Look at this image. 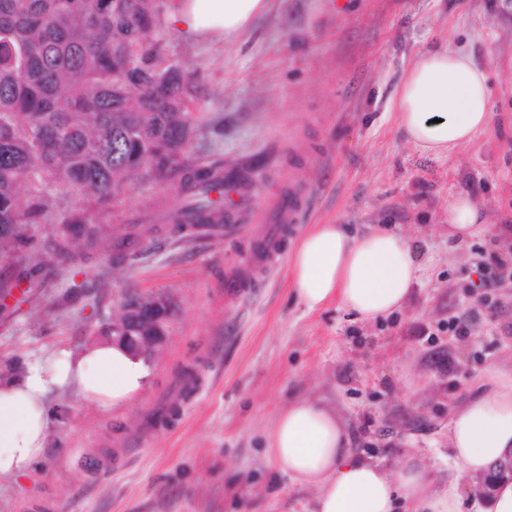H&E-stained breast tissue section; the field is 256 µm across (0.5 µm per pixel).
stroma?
<instances>
[{"label": "stroma", "instance_id": "35a3bbf8", "mask_svg": "<svg viewBox=\"0 0 512 512\" xmlns=\"http://www.w3.org/2000/svg\"><path fill=\"white\" fill-rule=\"evenodd\" d=\"M164 52L196 73L194 148L249 181L241 233L146 244L136 265L107 256L35 284L0 304V362L45 357L90 341L124 296L172 304L165 346L129 403L101 408L72 389L52 394L48 448L21 480L0 481V512H312L315 487L288 479L266 453L276 415L293 399L334 409L352 448L389 466L416 455L436 483L472 476L448 459V411L469 380L512 363V284L487 292L472 252L512 249V237L448 236L449 196H472L492 224L512 225V0H269L235 42H187L163 25ZM448 40L484 64L494 84L490 126L446 159L420 155L397 126L403 72ZM303 220L291 256L317 224L353 235L384 224L407 235L422 274L409 305L364 321L331 302L307 310L286 266L240 300L224 274L248 253L253 230L289 189ZM156 189L128 187L123 230ZM465 321L469 336L448 330ZM198 377L174 400L182 371Z\"/></svg>", "mask_w": 512, "mask_h": 512}]
</instances>
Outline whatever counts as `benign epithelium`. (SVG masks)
<instances>
[{
  "mask_svg": "<svg viewBox=\"0 0 512 512\" xmlns=\"http://www.w3.org/2000/svg\"><path fill=\"white\" fill-rule=\"evenodd\" d=\"M124 318L112 323V341L122 343L135 353L150 358L158 352L168 339L167 326L171 317V305L162 298L122 302ZM484 497L493 496L497 484L512 481V453L494 462L489 469L477 476Z\"/></svg>",
  "mask_w": 512,
  "mask_h": 512,
  "instance_id": "1",
  "label": "benign epithelium"
}]
</instances>
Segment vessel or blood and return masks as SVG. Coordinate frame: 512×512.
<instances>
[{
    "instance_id": "vessel-or-blood-1",
    "label": "vessel or blood",
    "mask_w": 512,
    "mask_h": 512,
    "mask_svg": "<svg viewBox=\"0 0 512 512\" xmlns=\"http://www.w3.org/2000/svg\"><path fill=\"white\" fill-rule=\"evenodd\" d=\"M302 216V208L295 194L280 197L274 207V218L279 224L277 231L261 236L253 249L249 261V273L236 270L228 271L224 276V294L227 298L243 295L246 288L260 279L266 278L278 268L283 253L279 247L281 235L294 232Z\"/></svg>"
}]
</instances>
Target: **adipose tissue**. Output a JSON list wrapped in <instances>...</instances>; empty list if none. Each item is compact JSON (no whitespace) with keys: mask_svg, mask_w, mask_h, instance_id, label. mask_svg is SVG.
<instances>
[{"mask_svg":"<svg viewBox=\"0 0 512 512\" xmlns=\"http://www.w3.org/2000/svg\"><path fill=\"white\" fill-rule=\"evenodd\" d=\"M268 0H178L170 25L184 39L230 42L249 31ZM398 127L420 154L436 159L469 144L490 124L493 93L487 70L460 49L427 50L405 72L395 96ZM448 233L465 240L486 229L487 218L469 196L448 201ZM420 266L410 239L387 227L353 236L338 224H319L299 242L290 265L295 297L314 310L330 301L372 321L410 301ZM148 376L143 357L101 339L27 361L0 378V480L27 476L46 450L52 393L70 388L85 401L128 403ZM268 450L293 480L316 486L313 512H464L455 486L432 488L424 466L406 458L398 469L350 448L335 412L299 399L281 412ZM512 450V368L492 365L471 382L448 420V457L478 475Z\"/></svg>","mask_w":512,"mask_h":512,"instance_id":"1","label":"adipose tissue"}]
</instances>
